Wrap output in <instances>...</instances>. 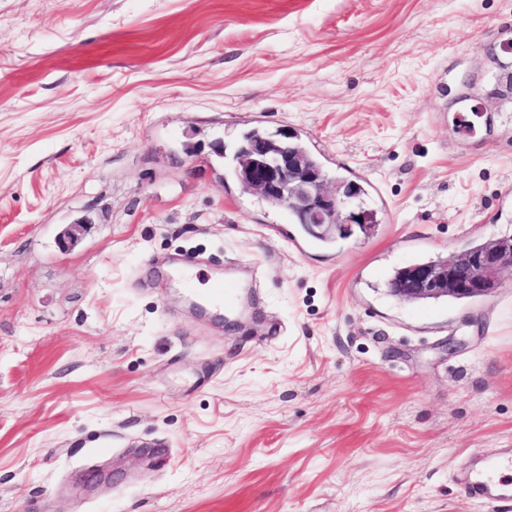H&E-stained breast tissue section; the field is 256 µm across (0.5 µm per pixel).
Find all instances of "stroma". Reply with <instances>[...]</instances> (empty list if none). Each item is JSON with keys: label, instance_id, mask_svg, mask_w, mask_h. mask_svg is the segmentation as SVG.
<instances>
[{"label": "stroma", "instance_id": "35a3bbf8", "mask_svg": "<svg viewBox=\"0 0 512 512\" xmlns=\"http://www.w3.org/2000/svg\"><path fill=\"white\" fill-rule=\"evenodd\" d=\"M509 40L512 0H0V512H512L467 493L512 449V271L389 292L512 238ZM252 126L374 223L321 245L225 176ZM512 240H489L473 249L464 258L450 259L442 264H411L405 269L404 279L392 285L391 293L405 301L428 302L448 297L465 300L484 296L500 284L503 269L512 268ZM459 295V296H448ZM463 296V297H460ZM422 297H441L424 298ZM239 299V290L229 281L214 279L202 297L205 306L216 313L224 312L225 308L232 307Z\"/></svg>", "mask_w": 512, "mask_h": 512}]
</instances>
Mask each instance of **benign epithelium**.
Instances as JSON below:
<instances>
[{
  "mask_svg": "<svg viewBox=\"0 0 512 512\" xmlns=\"http://www.w3.org/2000/svg\"><path fill=\"white\" fill-rule=\"evenodd\" d=\"M294 133L281 128L278 143L251 145L243 149L241 182L261 198L291 210L312 227H336L345 233L359 223L364 212L355 197L337 188H328V178L288 146ZM512 268V249H473L464 258L441 264H411L405 277L390 291L405 301L422 297L459 295L469 299L484 296L500 284V272Z\"/></svg>",
  "mask_w": 512,
  "mask_h": 512,
  "instance_id": "7a95c632",
  "label": "benign epithelium"
}]
</instances>
